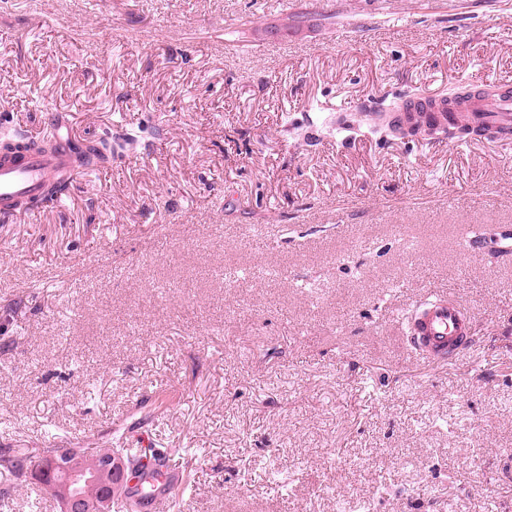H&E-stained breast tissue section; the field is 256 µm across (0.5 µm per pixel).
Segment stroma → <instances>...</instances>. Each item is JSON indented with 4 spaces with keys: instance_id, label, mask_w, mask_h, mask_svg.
Instances as JSON below:
<instances>
[{
    "instance_id": "stroma-1",
    "label": "stroma",
    "mask_w": 512,
    "mask_h": 512,
    "mask_svg": "<svg viewBox=\"0 0 512 512\" xmlns=\"http://www.w3.org/2000/svg\"><path fill=\"white\" fill-rule=\"evenodd\" d=\"M476 81L512 0H0V134L119 148L0 222V450L194 449L158 512H512V143L360 124ZM435 295L472 345L424 360Z\"/></svg>"
}]
</instances>
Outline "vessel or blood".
Instances as JSON below:
<instances>
[{
	"instance_id": "b4317fda",
	"label": "vessel or blood",
	"mask_w": 512,
	"mask_h": 512,
	"mask_svg": "<svg viewBox=\"0 0 512 512\" xmlns=\"http://www.w3.org/2000/svg\"><path fill=\"white\" fill-rule=\"evenodd\" d=\"M484 92V83L471 84V101L464 114L465 119L478 130L480 137L493 141L512 137V91L499 90L497 97L490 100L485 99ZM410 109L414 115L431 118L444 125L451 120L445 105L438 102L415 98L410 102ZM54 125L58 146L54 155L47 157L30 153L16 160L0 161L1 222L15 217L18 200L39 197L41 184L47 175L54 172L78 175L79 170L73 166L70 152L76 136L66 120L56 119ZM415 333L428 346L452 343L461 349L469 339V319L458 301L438 297L421 304ZM143 464L142 482L153 488L154 500L166 499L181 488L180 471L171 467L164 455L144 458Z\"/></svg>"
}]
</instances>
